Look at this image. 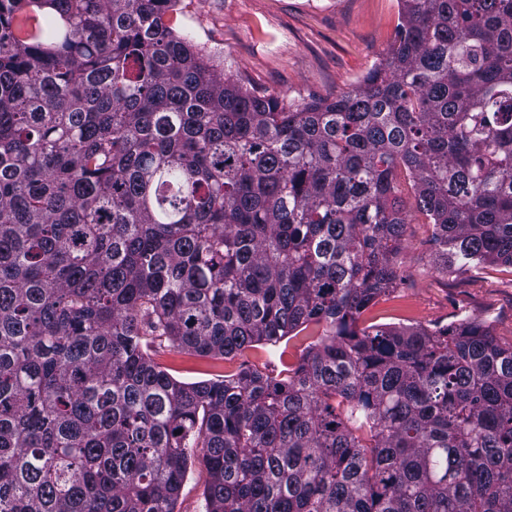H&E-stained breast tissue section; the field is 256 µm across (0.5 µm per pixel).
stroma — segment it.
Here are the masks:
<instances>
[{
  "label": "stroma",
  "instance_id": "obj_1",
  "mask_svg": "<svg viewBox=\"0 0 512 512\" xmlns=\"http://www.w3.org/2000/svg\"><path fill=\"white\" fill-rule=\"evenodd\" d=\"M399 11V0H179L175 29L225 74L262 94L300 102L359 85L394 44ZM430 235V225H408L403 283L372 305L361 325L430 327L477 317L512 343V267L438 273ZM154 359L183 382L231 369L167 348Z\"/></svg>",
  "mask_w": 512,
  "mask_h": 512
}]
</instances>
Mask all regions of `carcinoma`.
<instances>
[{
	"instance_id": "1",
	"label": "carcinoma",
	"mask_w": 512,
	"mask_h": 512,
	"mask_svg": "<svg viewBox=\"0 0 512 512\" xmlns=\"http://www.w3.org/2000/svg\"><path fill=\"white\" fill-rule=\"evenodd\" d=\"M179 0H0V512H512V343L359 327L401 280L512 267V0H400L354 90L209 65ZM294 363L187 383L152 347ZM206 473L195 461L190 465L186 482L178 500V512H204L203 491L206 482Z\"/></svg>"
}]
</instances>
